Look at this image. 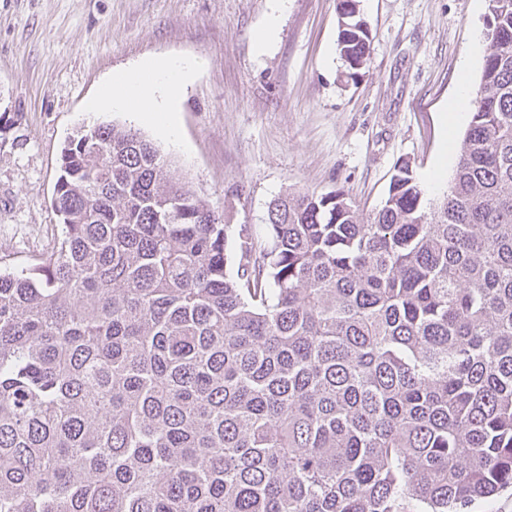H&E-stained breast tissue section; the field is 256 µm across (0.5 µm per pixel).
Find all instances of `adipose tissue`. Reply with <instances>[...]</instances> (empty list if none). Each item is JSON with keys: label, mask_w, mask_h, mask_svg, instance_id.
<instances>
[{"label": "adipose tissue", "mask_w": 512, "mask_h": 512, "mask_svg": "<svg viewBox=\"0 0 512 512\" xmlns=\"http://www.w3.org/2000/svg\"><path fill=\"white\" fill-rule=\"evenodd\" d=\"M195 65L191 62L157 58L139 68L120 73L96 100V107L111 106L137 114L156 123L165 133L175 134L184 88L191 82Z\"/></svg>", "instance_id": "obj_1"}]
</instances>
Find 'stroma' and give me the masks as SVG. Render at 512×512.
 I'll return each mask as SVG.
<instances>
[{
	"label": "stroma",
	"mask_w": 512,
	"mask_h": 512,
	"mask_svg": "<svg viewBox=\"0 0 512 512\" xmlns=\"http://www.w3.org/2000/svg\"><path fill=\"white\" fill-rule=\"evenodd\" d=\"M336 3L0 0V267L33 266L54 247L60 153L84 124L133 125L173 179L259 234L289 192L342 187L368 215L400 161L420 180L438 164L452 173L471 114H441L479 82L487 0H360L371 59L348 81ZM151 57L196 65L171 137L122 110L88 109L114 74Z\"/></svg>",
	"instance_id": "stroma-1"
}]
</instances>
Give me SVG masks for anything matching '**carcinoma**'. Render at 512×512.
<instances>
[{
	"instance_id": "obj_1",
	"label": "carcinoma",
	"mask_w": 512,
	"mask_h": 512,
	"mask_svg": "<svg viewBox=\"0 0 512 512\" xmlns=\"http://www.w3.org/2000/svg\"><path fill=\"white\" fill-rule=\"evenodd\" d=\"M446 191L225 224L141 133L80 127L57 244L0 269V512H471L512 488V0ZM336 50L370 61L359 0Z\"/></svg>"
}]
</instances>
